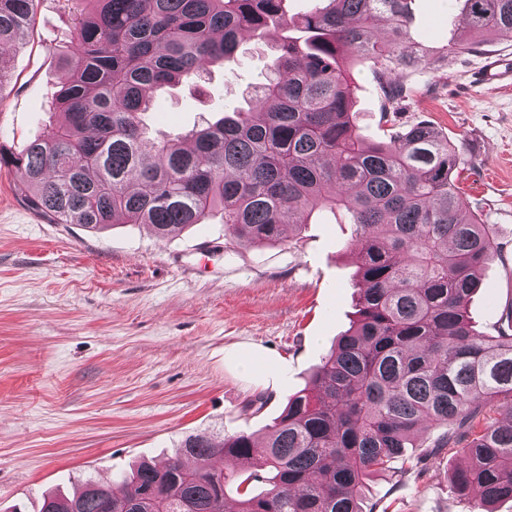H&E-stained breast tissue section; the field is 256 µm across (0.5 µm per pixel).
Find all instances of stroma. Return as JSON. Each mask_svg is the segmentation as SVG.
<instances>
[{
	"mask_svg": "<svg viewBox=\"0 0 512 512\" xmlns=\"http://www.w3.org/2000/svg\"><path fill=\"white\" fill-rule=\"evenodd\" d=\"M410 8L417 41L440 46L462 31L459 0ZM275 41L246 39L234 62L210 66L198 84L158 90L141 116L149 136L185 134L245 105ZM73 45L65 0H38L26 45L0 50L9 61L1 155L20 154L48 127L58 54ZM490 58L512 66V43L409 74L417 92L399 114L407 125L428 121L472 159L464 196L502 247L467 305L488 335L512 305V88L475 83ZM350 76L360 136L383 139L370 66L354 64ZM351 232L341 210L327 209L270 245L230 242L218 215L166 239L142 224L93 233L31 209L1 165L0 512H39L43 494L165 462L191 435H263L351 326ZM250 350L261 360L246 371L236 356ZM259 395L263 408H248ZM438 433H417L418 465L370 481L363 512H475L476 496L450 483L467 460L454 449L432 453Z\"/></svg>",
	"mask_w": 512,
	"mask_h": 512,
	"instance_id": "obj_1",
	"label": "stroma"
}]
</instances>
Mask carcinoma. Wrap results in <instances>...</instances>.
<instances>
[{"mask_svg":"<svg viewBox=\"0 0 512 512\" xmlns=\"http://www.w3.org/2000/svg\"><path fill=\"white\" fill-rule=\"evenodd\" d=\"M66 2L77 50L59 56L61 120L0 155L30 208L94 231L146 224L160 238L219 211L231 241L261 245L343 207L359 297L351 327L263 440L189 436L165 466L124 476L123 494L88 479L43 498L41 512H224L234 478L210 461L228 453L268 484L237 491L234 512H362L367 480L403 459L419 429L448 423L461 432L436 447L468 460L456 490L475 492L477 512L512 499V309L495 336L467 314L498 244L457 185L463 149L427 121L395 126L410 73L512 42V0H462L470 38L440 47L411 36V0H310L292 17L288 0ZM34 5L0 0L1 45L24 44ZM272 27L288 35L249 108L188 139L146 136L140 115L158 89L200 80ZM351 59L370 64L392 124L384 141L356 131Z\"/></svg>","mask_w":512,"mask_h":512,"instance_id":"obj_1","label":"carcinoma"}]
</instances>
